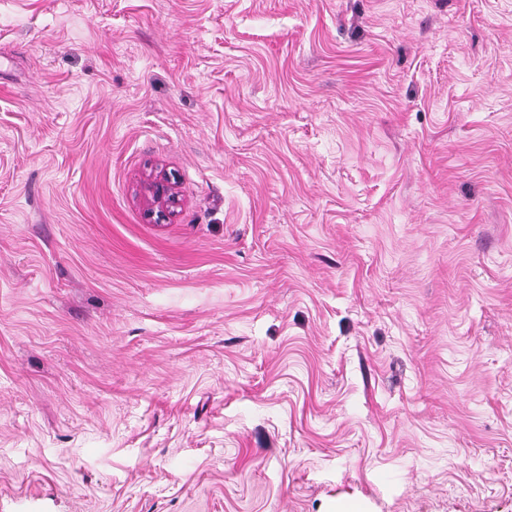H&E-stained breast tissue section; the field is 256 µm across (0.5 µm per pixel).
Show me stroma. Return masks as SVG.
Listing matches in <instances>:
<instances>
[{
  "instance_id": "stroma-1",
  "label": "stroma",
  "mask_w": 512,
  "mask_h": 512,
  "mask_svg": "<svg viewBox=\"0 0 512 512\" xmlns=\"http://www.w3.org/2000/svg\"><path fill=\"white\" fill-rule=\"evenodd\" d=\"M341 502L512 512V0H0V512Z\"/></svg>"
}]
</instances>
